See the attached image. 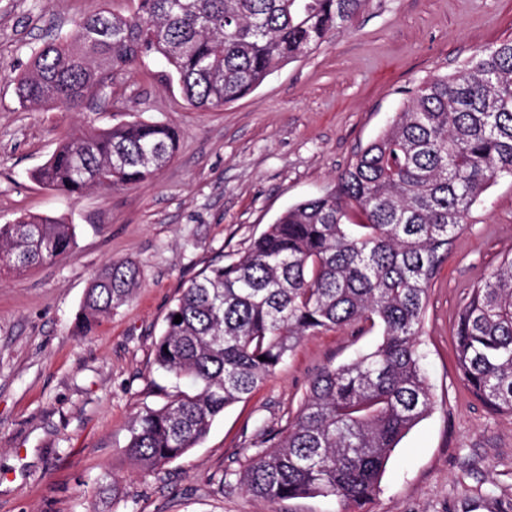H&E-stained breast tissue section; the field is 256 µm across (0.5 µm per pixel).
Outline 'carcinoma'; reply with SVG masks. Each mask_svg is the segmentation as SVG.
Listing matches in <instances>:
<instances>
[{
  "label": "carcinoma",
  "mask_w": 512,
  "mask_h": 512,
  "mask_svg": "<svg viewBox=\"0 0 512 512\" xmlns=\"http://www.w3.org/2000/svg\"><path fill=\"white\" fill-rule=\"evenodd\" d=\"M367 3L138 0L131 16L103 9L33 51L17 80L19 104L76 110L107 81L160 56L166 80L192 106L221 107L349 29ZM179 137L139 117L91 126L61 142L33 177L69 196L135 185L170 162ZM500 176L512 177V40L409 91L333 191L288 207L237 259L190 281L165 317L153 364L194 391L134 416L129 458L163 469L274 374L302 337L367 321L378 344L323 367L280 435L257 426L241 472L247 491L270 501L333 497L342 512H364L399 441L434 407L419 343L428 290L449 242ZM74 236L58 219L21 216L0 225V263L16 272L50 263L72 253ZM138 283L134 262L106 265L86 290L84 328L127 303ZM456 360L483 404L512 413V256L460 310Z\"/></svg>",
  "instance_id": "1"
}]
</instances>
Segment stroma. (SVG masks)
I'll return each mask as SVG.
<instances>
[{
    "mask_svg": "<svg viewBox=\"0 0 512 512\" xmlns=\"http://www.w3.org/2000/svg\"><path fill=\"white\" fill-rule=\"evenodd\" d=\"M105 8L130 15L137 0H0V225L39 215L76 232L71 254L0 274V512H340L320 497L253 496L239 474L255 425L282 431L320 369L370 349L378 331L302 338L198 447L147 473L126 445L136 413L174 392L155 343L188 281L234 259L288 205L332 190L407 89L512 39V0H369L349 31L221 108L191 106L156 59L79 111L21 108L16 83L33 50ZM132 113L180 133L151 179L78 198L32 179L79 127ZM508 254L512 178H500L429 288L420 343L435 405L394 449L370 512H512V414L480 402L455 358L459 310ZM127 258L140 268L132 300L81 332L86 289Z\"/></svg>",
    "mask_w": 512,
    "mask_h": 512,
    "instance_id": "35a3bbf8",
    "label": "stroma"
}]
</instances>
